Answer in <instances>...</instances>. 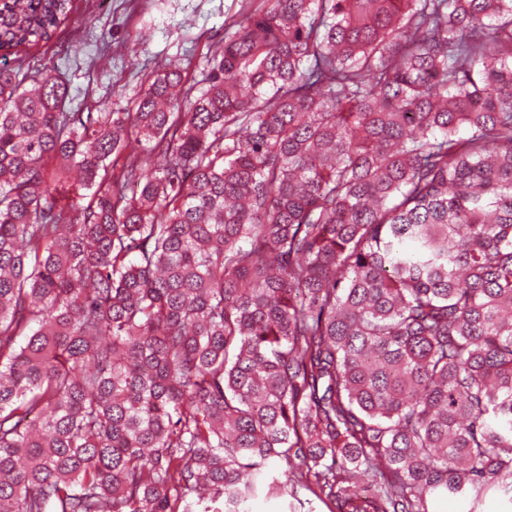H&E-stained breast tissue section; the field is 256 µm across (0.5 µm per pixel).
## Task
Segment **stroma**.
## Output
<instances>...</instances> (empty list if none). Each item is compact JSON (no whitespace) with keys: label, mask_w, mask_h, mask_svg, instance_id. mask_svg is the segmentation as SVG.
<instances>
[{"label":"stroma","mask_w":512,"mask_h":512,"mask_svg":"<svg viewBox=\"0 0 512 512\" xmlns=\"http://www.w3.org/2000/svg\"><path fill=\"white\" fill-rule=\"evenodd\" d=\"M238 0H73L68 20L24 62L29 75L57 65L73 107L124 105L144 74L189 57L198 69Z\"/></svg>","instance_id":"1"}]
</instances>
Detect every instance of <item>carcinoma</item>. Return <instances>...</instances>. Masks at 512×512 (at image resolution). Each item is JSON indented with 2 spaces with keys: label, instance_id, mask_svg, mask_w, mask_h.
<instances>
[{
  "label": "carcinoma",
  "instance_id": "carcinoma-1",
  "mask_svg": "<svg viewBox=\"0 0 512 512\" xmlns=\"http://www.w3.org/2000/svg\"><path fill=\"white\" fill-rule=\"evenodd\" d=\"M0 0V512L512 506V0H240L67 108Z\"/></svg>",
  "mask_w": 512,
  "mask_h": 512
}]
</instances>
